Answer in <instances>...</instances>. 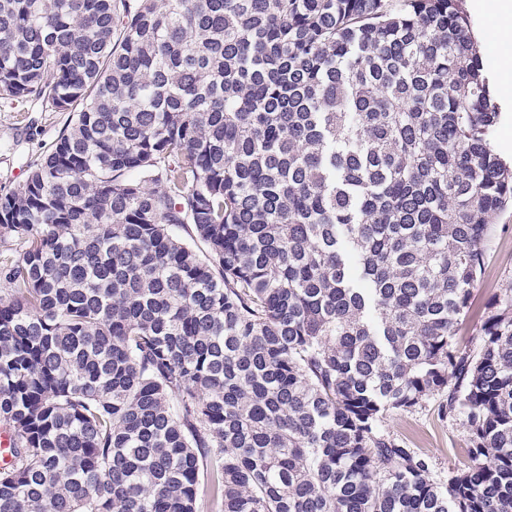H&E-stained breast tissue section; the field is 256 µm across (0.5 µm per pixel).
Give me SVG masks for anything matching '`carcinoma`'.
Masks as SVG:
<instances>
[{"instance_id":"obj_1","label":"carcinoma","mask_w":512,"mask_h":512,"mask_svg":"<svg viewBox=\"0 0 512 512\" xmlns=\"http://www.w3.org/2000/svg\"><path fill=\"white\" fill-rule=\"evenodd\" d=\"M0 512H512V164L463 0H0ZM448 392L444 485L385 434ZM0 101V187L26 179L31 161L41 158L68 125V112H17ZM487 259L479 284L474 291L473 312L460 336H473L481 323V313L487 302L500 294L512 281V209L500 215L496 224L489 225L486 240Z\"/></svg>"}]
</instances>
